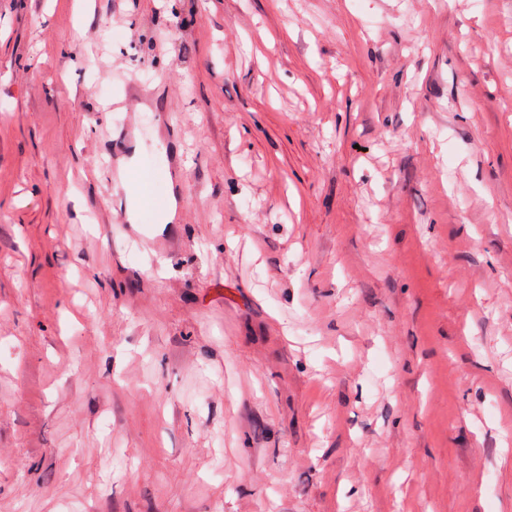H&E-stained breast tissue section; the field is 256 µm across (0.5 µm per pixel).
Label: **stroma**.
<instances>
[{"mask_svg":"<svg viewBox=\"0 0 512 512\" xmlns=\"http://www.w3.org/2000/svg\"><path fill=\"white\" fill-rule=\"evenodd\" d=\"M0 512H512V0H0Z\"/></svg>","mask_w":512,"mask_h":512,"instance_id":"1","label":"stroma"}]
</instances>
